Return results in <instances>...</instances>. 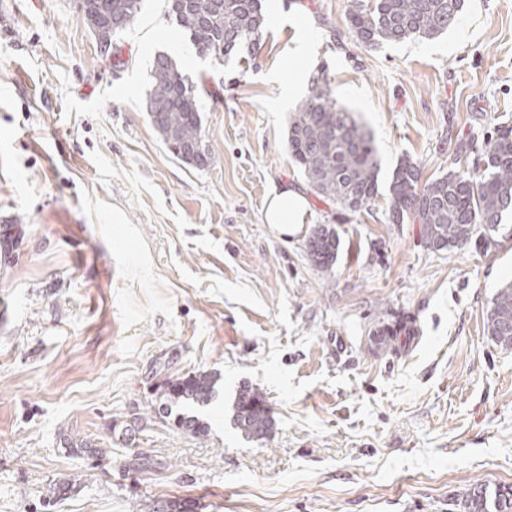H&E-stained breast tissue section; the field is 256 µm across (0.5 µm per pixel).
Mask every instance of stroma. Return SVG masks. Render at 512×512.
<instances>
[{"label": "stroma", "instance_id": "stroma-1", "mask_svg": "<svg viewBox=\"0 0 512 512\" xmlns=\"http://www.w3.org/2000/svg\"><path fill=\"white\" fill-rule=\"evenodd\" d=\"M347 0H263L259 51L199 57L143 0L102 54L79 0H0V512H456L469 484L512 488V350L485 330L512 281V235L430 249L420 225L313 195L288 120L326 68L371 132L381 176L405 156L423 180L476 168L512 125V0H464L434 39L365 48ZM194 79L208 166L167 148L143 110L157 52ZM310 202L284 237L273 187ZM336 229L331 268L313 229ZM417 328L379 346L377 331ZM215 376L193 436L150 407L164 383ZM264 393L262 440L233 424ZM111 449L91 460L64 436ZM141 454L153 465L122 472ZM73 490L54 505L56 482ZM306 246L308 255L315 264L328 269L336 261L340 238L334 228L319 225L313 230ZM233 424L248 439L268 437L275 421L264 395L249 386L237 390L233 403Z\"/></svg>", "mask_w": 512, "mask_h": 512}]
</instances>
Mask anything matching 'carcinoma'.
<instances>
[{"instance_id": "1", "label": "carcinoma", "mask_w": 512, "mask_h": 512, "mask_svg": "<svg viewBox=\"0 0 512 512\" xmlns=\"http://www.w3.org/2000/svg\"><path fill=\"white\" fill-rule=\"evenodd\" d=\"M142 0H80L88 27L107 39L130 27L141 11ZM169 15L188 34L196 53L218 62L247 44L256 47L266 25L261 0H168ZM463 0H348L352 34L364 46L376 48L415 38H436L455 27ZM198 81L171 55L154 57L150 89L143 110L164 144L187 148L181 161L196 168L210 160L202 141ZM288 151L318 196L353 212L369 206L378 194L379 162L370 133L336 99L325 71L312 78L308 94L288 122ZM388 211L393 223L413 219L421 224L429 248L444 249L470 241L477 233H496L503 217L512 213V127L502 124L483 151V171L475 177L454 159L453 168L421 183L420 167L411 159L400 161L388 186ZM336 230L320 225L307 241L308 255L323 269L337 258ZM488 336L504 350L512 349V283L497 289L486 311ZM216 379L192 373L168 385L158 413L172 414L183 404L204 407L216 396ZM233 424L248 439L268 437L275 421L264 395L249 387L237 390ZM174 425L192 435L206 433L207 425L195 416L178 413ZM74 454L104 459L111 449L95 448L84 440L63 438ZM459 512H512V489L489 491L469 484L455 498Z\"/></svg>"}]
</instances>
